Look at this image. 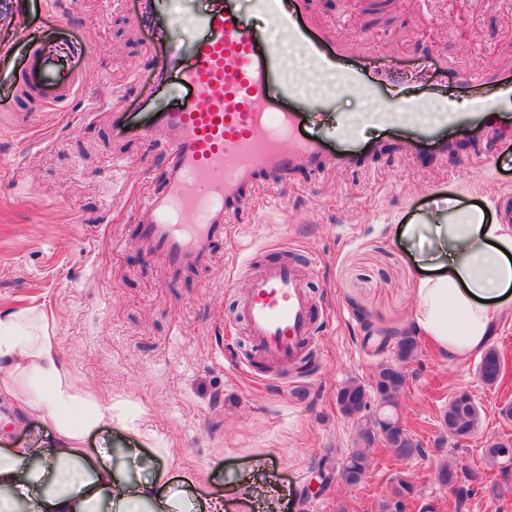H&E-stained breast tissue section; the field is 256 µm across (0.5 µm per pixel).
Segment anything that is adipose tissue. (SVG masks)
I'll use <instances>...</instances> for the list:
<instances>
[{"instance_id":"1","label":"adipose tissue","mask_w":512,"mask_h":512,"mask_svg":"<svg viewBox=\"0 0 512 512\" xmlns=\"http://www.w3.org/2000/svg\"><path fill=\"white\" fill-rule=\"evenodd\" d=\"M431 235L417 278L412 326L448 355L481 350L499 314L498 301L512 290V225L487 218L483 209L455 206L437 223L410 224L408 236ZM34 379L36 397L22 400L25 413L49 417L53 434L42 464L32 451L0 455V495L13 512H171L166 471L155 457L130 449L147 479H118L112 468L91 463L83 448L93 429L124 426L111 403L87 391L66 368L53 322L28 312L0 313V396L17 397L18 383Z\"/></svg>"}]
</instances>
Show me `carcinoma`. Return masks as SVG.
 <instances>
[{"instance_id":"obj_1","label":"carcinoma","mask_w":512,"mask_h":512,"mask_svg":"<svg viewBox=\"0 0 512 512\" xmlns=\"http://www.w3.org/2000/svg\"><path fill=\"white\" fill-rule=\"evenodd\" d=\"M419 350V337L411 328L397 337L395 345L396 363H382L378 366L371 387L359 380H348L336 393L339 411L348 418L363 420L359 432V447L352 449L346 456L341 469L342 480L349 485L361 483L369 472L370 450L377 442L382 443L397 460L410 459L423 453L420 443L409 436L401 424L398 413V397L405 384V373L399 367L416 358ZM506 365L500 353L494 348L486 349L478 364L481 381L487 386L498 384L504 377ZM375 397L379 404L386 407L388 417L366 419L364 410L368 407V398ZM482 420L481 407L475 396L460 390L448 400V407L442 414V426L448 436L458 441L476 434ZM484 462L501 473L512 468V442L495 440L481 449ZM436 483L455 497L458 507H463L472 497L471 487L464 471L454 460H443L434 469ZM416 494L415 485L399 478L397 485L388 497L379 505V512H395V508Z\"/></svg>"}]
</instances>
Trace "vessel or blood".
Wrapping results in <instances>:
<instances>
[{"label":"vessel or blood","mask_w":512,"mask_h":512,"mask_svg":"<svg viewBox=\"0 0 512 512\" xmlns=\"http://www.w3.org/2000/svg\"><path fill=\"white\" fill-rule=\"evenodd\" d=\"M140 16L153 35L148 51L154 62L155 85L171 81L183 96L155 103L151 120L133 123L121 101L106 110L112 128L137 126L141 137L160 142L166 172L161 189L146 193L135 206L141 239L169 265L203 266L213 256L225 224L239 213L246 196L266 177L296 168L321 172L336 162L357 163L364 154L348 144L335 153L322 141L304 136V115L295 108L297 89L305 80L342 68L348 85L380 97L382 79L352 61L331 31L319 27L308 13L307 0H250V11L309 59L306 72L289 70L264 33L251 27L239 0H208L193 21L195 34L174 36L170 17L156 0H136ZM23 80L26 91L43 103L62 106L85 83L69 56L36 45ZM421 101L382 100L372 120L382 127L416 128L417 142L434 130L415 125ZM495 102L473 100L470 111L445 114V122L472 132L481 130ZM312 302L301 288L296 269L282 260L263 266L251 278L240 307L253 350L269 365L296 360L312 336Z\"/></svg>","instance_id":"b4317fda"}]
</instances>
